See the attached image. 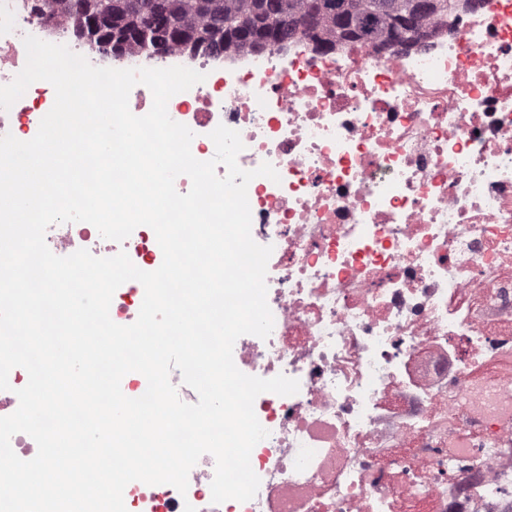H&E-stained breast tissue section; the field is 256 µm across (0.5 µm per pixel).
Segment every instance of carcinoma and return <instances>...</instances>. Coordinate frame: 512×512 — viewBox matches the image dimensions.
<instances>
[{
    "label": "carcinoma",
    "mask_w": 512,
    "mask_h": 512,
    "mask_svg": "<svg viewBox=\"0 0 512 512\" xmlns=\"http://www.w3.org/2000/svg\"><path fill=\"white\" fill-rule=\"evenodd\" d=\"M127 0H45V8L70 19L82 39L115 40L121 50L146 49L161 56L181 47L215 53L233 48L261 54L304 37L317 48L363 42L379 49L398 41L414 47L460 11L462 0H434L431 9L412 13L414 0H388L385 11L375 0H278V11L265 15L260 0H162L164 8L144 13ZM222 42L219 50L212 43Z\"/></svg>",
    "instance_id": "cac0c4a2"
}]
</instances>
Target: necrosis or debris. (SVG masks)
I'll return each mask as SVG.
<instances>
[{
    "mask_svg": "<svg viewBox=\"0 0 512 512\" xmlns=\"http://www.w3.org/2000/svg\"><path fill=\"white\" fill-rule=\"evenodd\" d=\"M34 5L0 0V85L24 68L25 36H67ZM71 49L96 67L203 73L168 108L193 156L214 157L222 124L241 136L242 169L280 175L247 188L251 236L273 248L274 326L233 348L243 373L300 384L254 402L268 432L250 456L258 492L213 504L206 454L186 493L129 483L128 512H512V0L449 16L421 49ZM29 90L0 111V136L37 134L41 82ZM45 241L123 251L149 272L163 261L147 226L119 243L54 224Z\"/></svg>",
    "mask_w": 512,
    "mask_h": 512,
    "instance_id": "obj_1",
    "label": "necrosis or debris"
}]
</instances>
